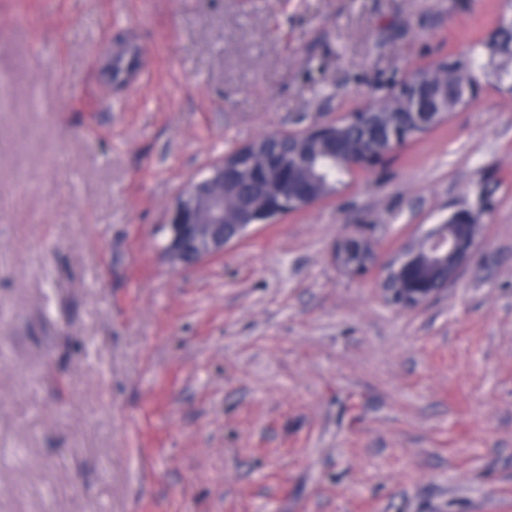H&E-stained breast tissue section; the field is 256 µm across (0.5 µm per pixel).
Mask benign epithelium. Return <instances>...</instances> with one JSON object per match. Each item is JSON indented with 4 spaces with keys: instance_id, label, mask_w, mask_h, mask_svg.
<instances>
[{
    "instance_id": "1",
    "label": "benign epithelium",
    "mask_w": 512,
    "mask_h": 512,
    "mask_svg": "<svg viewBox=\"0 0 512 512\" xmlns=\"http://www.w3.org/2000/svg\"><path fill=\"white\" fill-rule=\"evenodd\" d=\"M408 89L402 97L399 111L406 122L424 133L445 121L448 111L461 101H469L473 87L448 91V86L436 87L413 73L406 78ZM370 104L355 116L365 127L376 133L383 143L381 152L356 158L340 149L348 168H363L388 154L391 146L403 144L407 138L394 128L382 127ZM336 123L318 124L301 134H269L259 147L250 142L209 166L204 178L189 183L178 195L167 213L164 256L174 268L192 267L204 260L224 254L231 243L245 238L252 226L274 220L264 204V198H252L237 193L241 159L260 148L272 158L277 151L272 145L294 140L302 146L314 138L336 140ZM310 154L299 152L297 161L288 165V177L279 184H269L265 193L278 194L288 205L277 209V216L303 210L322 197L324 185L308 172ZM233 200L232 218L224 213V195ZM476 213L460 208L448 219L414 242L404 245L384 265L382 288L392 302L403 307L422 306L445 291L469 262L478 243L481 225L475 223ZM336 265L350 274L363 272L375 256L370 243L359 236L344 237L334 249Z\"/></svg>"
}]
</instances>
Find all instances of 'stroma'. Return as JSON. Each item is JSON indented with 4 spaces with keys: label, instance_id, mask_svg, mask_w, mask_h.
I'll return each instance as SVG.
<instances>
[{
    "label": "stroma",
    "instance_id": "1",
    "mask_svg": "<svg viewBox=\"0 0 512 512\" xmlns=\"http://www.w3.org/2000/svg\"><path fill=\"white\" fill-rule=\"evenodd\" d=\"M512 0H0V512H512V79L174 271L160 227L251 140L476 48ZM482 236L406 308L384 264ZM369 239L364 272L337 267ZM475 218V212L460 208L387 261L382 288L391 301L419 307L445 291L467 265L478 243L482 224ZM333 259L345 272L359 274L375 260V256L366 239L349 235L345 236L334 249Z\"/></svg>",
    "mask_w": 512,
    "mask_h": 512
}]
</instances>
